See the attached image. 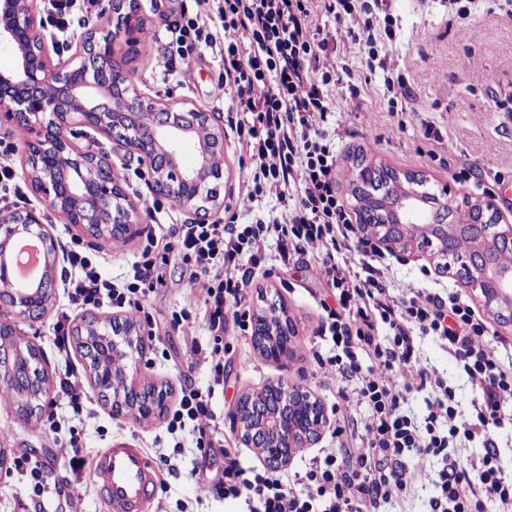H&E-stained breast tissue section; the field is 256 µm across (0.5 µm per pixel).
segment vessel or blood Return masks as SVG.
<instances>
[{"label":"vessel or blood","mask_w":512,"mask_h":512,"mask_svg":"<svg viewBox=\"0 0 512 512\" xmlns=\"http://www.w3.org/2000/svg\"><path fill=\"white\" fill-rule=\"evenodd\" d=\"M155 485L153 466L143 450L123 443L100 454L89 480L90 490L110 512H143Z\"/></svg>","instance_id":"obj_1"}]
</instances>
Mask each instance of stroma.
<instances>
[{
    "instance_id": "35a3bbf8",
    "label": "stroma",
    "mask_w": 512,
    "mask_h": 512,
    "mask_svg": "<svg viewBox=\"0 0 512 512\" xmlns=\"http://www.w3.org/2000/svg\"><path fill=\"white\" fill-rule=\"evenodd\" d=\"M136 17L154 28L157 41H138L133 53L124 56V66L138 91L158 102H187L223 119L231 106L230 96H219L221 69L211 52L201 51L190 63L178 65L165 75V45L161 39L175 20L180 0H135ZM383 8L395 22V35L386 38L383 23L371 35L352 38L338 30L333 18L315 17V24L328 39V57L333 78L328 86L332 100L358 91L360 113L335 112L324 127L336 146V191L346 205H353L350 184L359 164H381L399 172L427 175L433 190L450 186L457 198H492L502 214L512 220V0H473L467 17H459L450 0H383ZM73 141L92 152L110 154L126 196L138 210L143 228L152 223H182L193 214L170 199H162L161 211L149 215L156 199L149 181L136 176L144 168L139 154L116 147L112 141L85 128H75ZM244 153L232 139H225L224 185L221 195L233 207L237 194L248 181L241 166ZM58 244L79 239L94 256L108 280L123 279L139 254L142 236L125 239L94 238L63 223L50 213ZM389 277L431 291H450L468 297L448 276L436 273L433 260L425 255L392 256ZM284 305L296 325L299 341L311 352L295 351L280 360L267 359L255 346L252 335L227 327L224 341L230 346L224 358V383L215 385L201 356L190 350L191 342L207 346L210 333L204 321H196L189 334L172 330V311L200 307V284L191 282L184 265L174 259L164 267L160 283L148 297L149 322L143 323L146 346L137 362H124L125 372L135 373L144 383L169 386L180 396L184 386L210 393L211 408L218 421L211 451L200 452L191 429L168 433L161 418L135 415L113 417L98 399L93 377L71 347L68 356L53 346L56 314L69 310L63 289H56L43 319H15L11 309L0 307V321H14L19 340L34 344L42 352V364L50 387L41 400L42 409L31 419L19 418L15 404L0 393V425L9 434L0 435V448L7 461L0 466V512H22L32 488L28 478L14 468L18 449L66 481L45 497L44 512H108L100 498L88 494V474L72 473L64 454L71 441H78L84 454L96 458L115 442L143 449L158 472L157 494L145 512H242L236 500L204 495L201 485L224 473V451L235 449L245 465H262L257 449L245 447L236 432L230 412L245 393L283 379L302 383L322 398L330 424L320 441L324 448L350 443L354 422H365V410L354 417L336 412L337 386L325 378L315 355L330 356L323 338L324 302L330 290L315 273V262L307 257L282 268L276 245H269L268 259L249 288L246 304L258 310L261 300ZM71 310V309H70ZM424 361L447 377L458 401L469 405L472 385L458 364L435 341H420ZM77 370L90 401L91 415L75 414L66 398L58 395V379L64 366ZM61 422L58 432L43 430L48 415Z\"/></svg>"
}]
</instances>
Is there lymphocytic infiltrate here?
<instances>
[{"label": "lymphocytic infiltrate", "instance_id": "f902f5d3", "mask_svg": "<svg viewBox=\"0 0 512 512\" xmlns=\"http://www.w3.org/2000/svg\"><path fill=\"white\" fill-rule=\"evenodd\" d=\"M99 0H45V27L58 50H66L76 27L98 13ZM345 25L351 36L368 32L375 16L361 0H193L168 29L170 60L188 61L207 49L224 70V87L234 107L225 116L230 135L249 158V185L224 221L172 224L149 230L137 261L121 281L103 279L80 242L70 240L66 290L71 305H108L137 319L146 311L159 271L179 256L192 281L204 290L211 332L205 353L215 383L224 381V324L247 327L244 299L260 274L269 243L281 262L294 256L314 259L334 291L326 306L324 331L336 353L319 360L324 376L335 378L347 413L368 410L355 448H323L303 474L283 480L266 468L244 466L234 449L224 451V479L205 494L240 499L246 512H380L403 503L416 485L434 482L427 512H512V474L501 466L491 437L499 411L512 401V364L488 351L489 321L456 295L393 287L387 264L367 239L358 237L351 215L336 194V149L320 128L333 106L356 111L354 97L332 102L327 42L314 29L316 10ZM272 195L284 215L255 212ZM254 214L241 224L238 214ZM433 337L463 369L474 388L469 408H461L447 379L423 366L417 340ZM430 390L423 418L404 409L409 373ZM208 396L181 390L166 421L168 432L192 427L196 446H213ZM478 442L480 456L466 464L449 461L451 448ZM440 458L438 475L405 465L406 456Z\"/></svg>", "mask_w": 512, "mask_h": 512}]
</instances>
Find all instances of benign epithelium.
Returning a JSON list of instances; mask_svg holds the SVG:
<instances>
[{
  "label": "benign epithelium",
  "mask_w": 512,
  "mask_h": 512,
  "mask_svg": "<svg viewBox=\"0 0 512 512\" xmlns=\"http://www.w3.org/2000/svg\"><path fill=\"white\" fill-rule=\"evenodd\" d=\"M117 34L88 33L75 54L53 61L43 36L37 0H0V44L10 45L16 65L0 74V120L29 131L23 143V173L44 209L0 211V256L19 236L36 238L47 270L37 292L17 287L8 263L0 260V278L9 288L0 305L16 308L21 319L44 315L56 284L53 263L57 240L45 223L50 211L91 235L122 238L140 232L136 209L126 199L106 155L81 149L68 137L75 125L84 126L136 151L153 174L155 192L183 208L206 216L223 207L214 185L224 180V128L213 113L187 103H155L133 87L129 72L115 48ZM199 147L197 162L183 163L182 146ZM422 174H401L382 165L360 170L358 191L379 200L369 211H358V229L399 256L427 252L438 259L437 270L462 287L477 292L486 311L503 328L512 327V266L503 268L496 255L512 252V225L491 199L467 200L473 238L462 254L448 239L443 217L458 206L443 189L444 198L425 201L418 186ZM258 349L278 359L294 349L295 330L287 315L259 321ZM124 397L111 402L112 415L122 417L142 408L147 417L162 414L168 392L124 383ZM233 418L240 440L259 450L272 471L288 467L303 448H312L329 424L324 402L303 386L284 380L258 392L242 395Z\"/></svg>",
  "instance_id": "obj_1"
}]
</instances>
